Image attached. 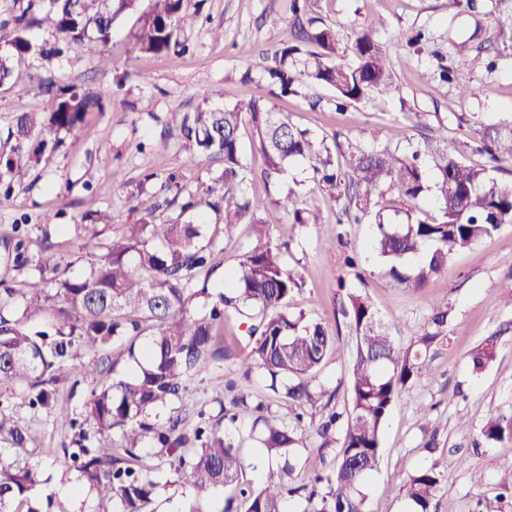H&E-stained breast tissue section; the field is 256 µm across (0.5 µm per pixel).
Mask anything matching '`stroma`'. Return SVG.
<instances>
[{"label":"stroma","mask_w":512,"mask_h":512,"mask_svg":"<svg viewBox=\"0 0 512 512\" xmlns=\"http://www.w3.org/2000/svg\"><path fill=\"white\" fill-rule=\"evenodd\" d=\"M149 6V0H140L136 11L117 22L105 48L110 67L75 49L49 62L28 60L0 89V148L15 113L47 110L41 78L55 76L59 84L99 94L104 103L103 111L89 113L37 167L0 183V289L25 291L40 281L31 267L5 261L6 248L17 240H24L32 256L50 247L61 269L82 274L95 252L78 229L85 215H107L101 227L106 244L138 220L133 195L160 194L162 177L179 173L192 186L209 182L220 162L190 158L180 137L184 113L205 103L234 106L264 97L333 148L340 165L359 149L386 148L408 158L425 138L442 136L449 153L486 168L489 159L479 149L484 127L512 121V39L500 36L493 21L498 9L512 8V0H307L309 16L335 26L344 41L368 20L380 21L378 37L388 51L396 90L341 111L329 88L311 85L284 96L253 70L255 55L275 52L295 38L285 0H205L198 24L185 34L190 45L185 55L136 52L133 36ZM217 27L224 36L216 41L210 31ZM461 56L466 68L454 80H440V66H453ZM462 83L468 87L464 96L458 93ZM240 141L251 171L243 191L271 200L298 189L311 217L304 226L286 222L273 229L274 237L289 245L288 265L305 274L289 312L334 322L345 286L367 297L396 341L407 345L412 329L426 321L427 300L446 302L451 310L446 336L429 352L433 377L409 385L385 422L382 459L367 489L368 512H405L399 495L403 481L430 466L445 477L432 512H472L481 496L499 498L503 512H512V487L502 486L496 471L497 465H512V444L481 435L490 411L512 415V307L501 303L512 294V224L453 254L447 271L424 286L401 283L369 246L372 221L337 225L343 201L307 180L299 166L263 180L264 159L251 126L241 128ZM45 214L53 215V223H42ZM351 254L357 257L353 269L345 264ZM246 329L239 321L225 325L228 358L188 382L185 427H193L199 415H217L229 398L230 382L234 391L269 403L280 416L293 415V404L268 390L260 374L242 375L236 356L248 341ZM489 338L497 343V356L474 370L469 353ZM319 380L337 410L349 407L348 358L329 355ZM12 391L6 416L10 424L28 427L29 436L18 451L0 440V455L18 454L37 464L40 482L32 495L51 499L52 512H78L83 503L77 474L58 462L65 451L76 450L74 430L53 412L32 411L24 383ZM140 464L157 485L155 512H184L190 488L178 481L168 457L149 447Z\"/></svg>","instance_id":"35a3bbf8"}]
</instances>
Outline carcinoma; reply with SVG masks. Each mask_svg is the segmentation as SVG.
I'll list each match as a JSON object with an SVG mask.
<instances>
[{
  "instance_id": "carcinoma-1",
  "label": "carcinoma",
  "mask_w": 512,
  "mask_h": 512,
  "mask_svg": "<svg viewBox=\"0 0 512 512\" xmlns=\"http://www.w3.org/2000/svg\"><path fill=\"white\" fill-rule=\"evenodd\" d=\"M33 2L0 20L1 86L11 82L17 65L29 57L51 60L74 46L107 64L104 48L113 27L137 0H50V8L38 12ZM288 10L299 26V43L272 56L260 52L253 62L282 93L297 95L304 85H323L344 107L396 90L375 20L355 33L346 47L353 61L345 63L336 59L335 28L317 25L313 18L302 21L299 0H289ZM198 14L188 12L185 0H151L134 35V49L143 55L187 52L184 32L197 23ZM43 27L51 30L52 40L37 44L30 32ZM41 90L48 96V110L13 117L7 136L10 149L0 155V178L37 165L46 152L61 147L64 135L78 129L87 113L103 109L97 95L61 86L51 76L42 80ZM246 123L264 156L267 177L283 174L301 160L320 184L355 203V214L346 209L337 223L359 224L374 214V251L399 282L424 285L447 269L454 253L512 224V180H498L490 169L472 167L448 153L441 136L425 142L421 162L417 154L407 159L387 149L359 150L343 169L328 146L273 111L260 96L242 106H200L185 113L181 134L190 158H218L222 168L210 182L188 192L176 176L166 178L162 188L184 196L176 217L155 223L156 211L172 201L135 196L132 210L141 218L128 225L120 240L107 245L86 273L59 271L54 254L44 249L35 270L51 275L54 292L31 288L22 293L18 316L4 313L16 289L8 288L7 297H0V388L26 381L33 409L50 407L60 382L100 373L106 362L114 369L126 359L137 365L131 376L115 377L111 384L90 391L86 420L95 429L96 444L60 461L73 467L83 486L95 494L94 512H153L149 506L156 483L139 465V450L147 446L160 448L191 485L193 499L186 512H210L216 492L233 483L236 493L225 499L222 512H287L295 496L305 498L303 512H367V485L382 457L384 422L409 383L431 376L427 354L445 335L448 304L430 302L426 324L413 331V343L403 347L369 301L348 291L341 299V315L353 340L351 408L345 414L330 411L315 430L320 448H330L336 444L337 423L346 418L331 468H316L306 483L295 485L292 461L302 445L298 429L303 414L287 421L270 405L245 395L221 405L214 423L200 424L190 434L182 428L174 404L189 379L226 358V351L216 347L217 328L226 321L246 320L249 342L246 352L237 356L244 372L269 376L270 390L276 393L284 386L285 396L301 407L313 408L324 399L319 368L329 354L339 351L338 332L328 323L288 312L304 276L288 268V245L274 240L272 229L286 219L306 224L309 217L292 190L271 203L242 192L250 174L239 141V129ZM481 150L493 163L512 160V123L485 128ZM387 184L412 199L434 193L437 215L408 213L401 223L385 221L379 197ZM211 214L215 225L222 226L224 243L236 241L245 225L256 245L244 252L234 272L224 274V291L209 312L197 316L190 304L198 296H209L216 268L211 243H203ZM119 339L127 345L113 354ZM495 354V344L487 341L471 351L470 360L478 370ZM161 408L171 409L167 421L152 420V413ZM252 415L254 423L261 424L254 441L267 457L256 483L240 481L246 466L244 438L221 429L224 421L234 425ZM116 431L122 452L114 455ZM481 434L490 442L512 443V416L490 413ZM38 478L37 466L0 456V512H19L24 506L26 512H43V506L29 504ZM444 486V476L435 468H419L402 484L401 498L410 512H430Z\"/></svg>"
}]
</instances>
